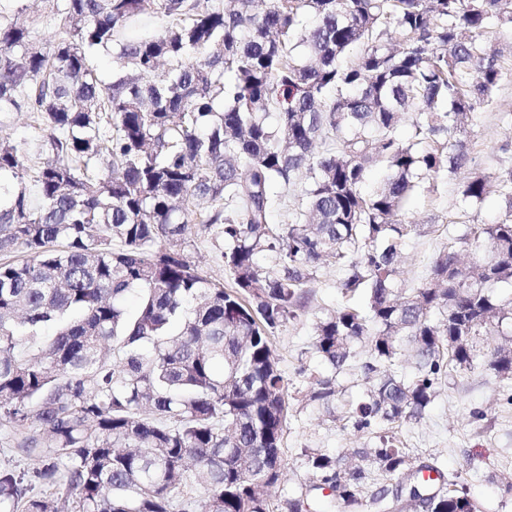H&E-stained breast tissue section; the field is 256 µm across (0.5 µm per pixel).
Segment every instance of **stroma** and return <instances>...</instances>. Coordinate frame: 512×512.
Segmentation results:
<instances>
[{
    "label": "stroma",
    "instance_id": "obj_1",
    "mask_svg": "<svg viewBox=\"0 0 512 512\" xmlns=\"http://www.w3.org/2000/svg\"><path fill=\"white\" fill-rule=\"evenodd\" d=\"M485 40L500 52L502 78L489 103L469 116L470 164L432 181L405 212V222L415 225L416 231L403 245L399 287L419 286L434 258L452 239L470 225L493 223L502 214L503 203L494 192L473 209L459 207L460 188L471 173L494 179L512 170V124L502 118L503 113H512V28L489 29ZM185 253L202 276L230 285L229 272L200 227H192ZM342 277L337 269L322 270L311 284L309 299L298 318L281 327L273 339L274 353L295 402L283 438L285 476L268 494L271 512H276L286 494L312 482L301 464L302 449L323 448L342 458L349 449L375 447L387 434L395 436L410 459L432 457L446 473L460 475L482 512H512V498L504 497L499 485L488 479L493 472H512V379L479 369L452 374L443 381L421 419L394 428L381 423L369 432L330 421L315 405L297 400V393L306 388L300 367L320 372L325 369L309 348L318 317L343 300Z\"/></svg>",
    "mask_w": 512,
    "mask_h": 512
}]
</instances>
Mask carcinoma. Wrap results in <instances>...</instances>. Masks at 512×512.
Masks as SVG:
<instances>
[{
    "instance_id": "carcinoma-1",
    "label": "carcinoma",
    "mask_w": 512,
    "mask_h": 512,
    "mask_svg": "<svg viewBox=\"0 0 512 512\" xmlns=\"http://www.w3.org/2000/svg\"><path fill=\"white\" fill-rule=\"evenodd\" d=\"M46 2V43L0 14V113L44 132L34 165L0 136V428L34 462L0 468V512H269L289 417L271 337L324 268L344 272L346 301L315 324L330 371L300 373L331 417L359 343L357 431L422 418L454 373L512 376V350L477 347L512 321L493 290L512 284V171L500 220L396 287L404 211L466 164L469 114L502 77L484 34L512 27V0ZM155 16L157 37H124ZM99 52L119 66L108 81ZM373 167L385 177L365 192ZM489 193L478 173L460 190L465 205ZM275 206L288 223H268ZM194 224L233 289L184 255ZM354 455L347 470L304 449L313 484L280 512H478L459 476L411 470L392 436Z\"/></svg>"
}]
</instances>
